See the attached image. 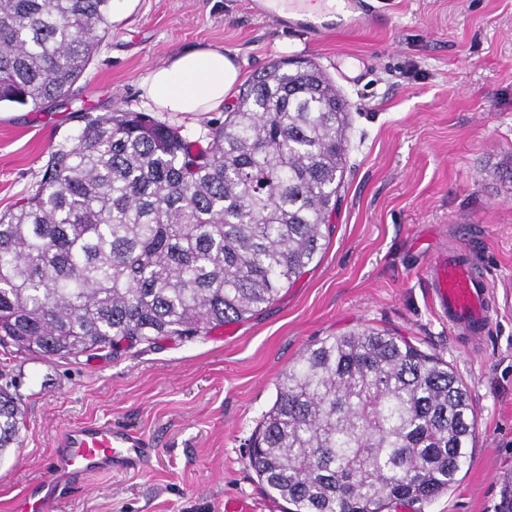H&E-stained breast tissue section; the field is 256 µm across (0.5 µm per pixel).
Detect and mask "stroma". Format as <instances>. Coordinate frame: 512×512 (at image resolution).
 Returning a JSON list of instances; mask_svg holds the SVG:
<instances>
[{
  "label": "stroma",
  "mask_w": 512,
  "mask_h": 512,
  "mask_svg": "<svg viewBox=\"0 0 512 512\" xmlns=\"http://www.w3.org/2000/svg\"><path fill=\"white\" fill-rule=\"evenodd\" d=\"M207 45L242 79L306 58L352 105L347 169L320 262L247 320L190 341L46 359L0 348L20 400L18 442L0 454V512L37 486L57 436L88 421L140 432L160 454L124 476L70 474L55 512H284L248 458L276 386L308 345L386 329L447 362L469 389L468 469L424 512H512V0H391L389 20L314 43L245 0H135L49 112L0 109V212L33 194L73 110H153L156 66ZM469 250L501 303L473 348L434 309L423 269Z\"/></svg>",
  "instance_id": "1"
}]
</instances>
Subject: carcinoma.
Returning a JSON list of instances; mask_svg holds the SVG:
<instances>
[{
	"instance_id": "obj_1",
	"label": "carcinoma",
	"mask_w": 512,
	"mask_h": 512,
	"mask_svg": "<svg viewBox=\"0 0 512 512\" xmlns=\"http://www.w3.org/2000/svg\"><path fill=\"white\" fill-rule=\"evenodd\" d=\"M112 0H0V106L69 100ZM39 189L0 214V347L43 357L206 336L272 304L325 249L351 105L312 61L240 89L206 148L142 110L74 112ZM19 408L0 387V451ZM469 391L388 330L308 346L277 387L250 464L288 512H416L471 457Z\"/></svg>"
}]
</instances>
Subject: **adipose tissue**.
Masks as SVG:
<instances>
[{
	"instance_id": "obj_1",
	"label": "adipose tissue",
	"mask_w": 512,
	"mask_h": 512,
	"mask_svg": "<svg viewBox=\"0 0 512 512\" xmlns=\"http://www.w3.org/2000/svg\"><path fill=\"white\" fill-rule=\"evenodd\" d=\"M239 77L232 54L200 46L175 54L155 68L142 92L161 112H214L223 107Z\"/></svg>"
}]
</instances>
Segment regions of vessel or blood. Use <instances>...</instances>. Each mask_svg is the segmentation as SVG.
Instances as JSON below:
<instances>
[{
    "instance_id": "obj_1",
    "label": "vessel or blood",
    "mask_w": 512,
    "mask_h": 512,
    "mask_svg": "<svg viewBox=\"0 0 512 512\" xmlns=\"http://www.w3.org/2000/svg\"><path fill=\"white\" fill-rule=\"evenodd\" d=\"M309 0H247L258 16L315 37L350 28L377 17L380 0H321L322 11L312 15ZM432 296L448 324L470 344H479L498 303L483 272L471 255L453 251L429 269ZM157 453L152 442L109 421L88 422L64 430L48 464L50 476L60 471L122 474L142 469Z\"/></svg>"
}]
</instances>
